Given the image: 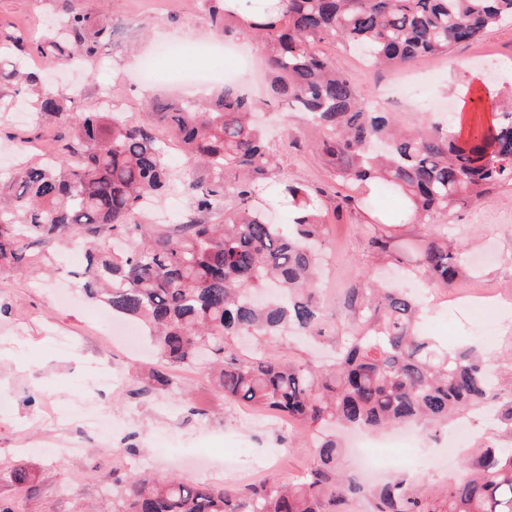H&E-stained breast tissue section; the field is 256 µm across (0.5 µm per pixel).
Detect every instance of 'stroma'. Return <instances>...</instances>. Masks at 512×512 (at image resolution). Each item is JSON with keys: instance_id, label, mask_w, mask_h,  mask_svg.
Instances as JSON below:
<instances>
[{"instance_id": "obj_1", "label": "stroma", "mask_w": 512, "mask_h": 512, "mask_svg": "<svg viewBox=\"0 0 512 512\" xmlns=\"http://www.w3.org/2000/svg\"><path fill=\"white\" fill-rule=\"evenodd\" d=\"M57 0H0V30H39L56 16ZM143 25L130 35H116L96 57L90 75L78 80L76 73L55 62L36 58L45 76L43 86L0 82V103L25 108L22 120L0 113V160L11 156L33 159L56 145L62 132L59 122L38 112L35 102L41 88L79 81L80 91L69 107L74 111L95 104L97 85H112L115 92L132 97L136 116L145 119V101L153 96H175L168 83L150 88L136 85L132 64L135 53L145 52L154 41L171 36L189 42L209 35L205 13L180 16L169 13L159 0H151ZM494 51L501 65L492 86L500 94L512 91V25L490 31L479 44L456 45L449 56L427 73L419 65L382 71H363L358 59L340 47L327 52L371 106L384 109L396 99V111L413 114L426 103L447 100L449 93L469 94L475 78L486 69L475 59L477 49ZM271 143L278 150L281 168L289 179L327 188L328 173L310 151L313 130L298 132L277 108L267 115ZM333 198L322 209L328 222L325 269L319 283L329 310L340 306L345 288L353 284L357 270H397L393 257L367 250L357 227L364 215H336ZM454 236L477 263L473 275L459 286L494 281L502 291L491 305L460 300L453 308L442 307L450 288L421 286L430 310L426 331L443 347L479 344L499 357L512 356V186L494 190L483 199L457 207L451 217ZM82 257L59 256L56 270L39 277L0 272V502L13 512H112V501L102 486L112 470L141 477L178 473L187 480L218 488L240 485L243 472L258 477L275 476L290 482L308 467L312 450L295 423H284L224 401L208 373L201 368L183 370L178 386L144 393L149 363L146 350L134 348L126 336L112 335L105 326L99 304L87 299L72 273ZM69 337L70 351L59 350L55 337ZM111 363L121 378L120 390L98 389L88 374L95 363ZM83 401L111 414V431H93L72 415L73 402ZM80 438L83 451L65 457L50 450V443ZM446 437L414 434L413 444L394 448V470L406 467L409 456L421 454L427 463L419 477L434 484L446 482L442 468L431 466L440 456ZM23 468L25 480L14 479V468Z\"/></svg>"}]
</instances>
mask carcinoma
<instances>
[{
  "mask_svg": "<svg viewBox=\"0 0 512 512\" xmlns=\"http://www.w3.org/2000/svg\"><path fill=\"white\" fill-rule=\"evenodd\" d=\"M207 0L218 34L234 24L268 52L271 98L289 118L318 130L311 142L339 185L373 181L400 197L394 213L334 191L335 211L365 204L367 248L399 254L412 273L452 287L465 269L448 225L432 220L496 187L512 184V104L492 105V125L460 139L451 124L375 112L350 77L323 53L339 45L370 66L439 62L460 43L480 40L512 21V0H280L247 20ZM58 26L38 34L0 31V79L34 85L24 55L34 50L65 63L95 55L112 36L62 0ZM67 97L46 90L41 113L59 117L69 136L56 158L0 168V272L44 263L73 239L87 244L75 278L83 292L119 318L140 321L167 374L152 370L149 386L169 388L178 372L207 367L224 400L277 413L311 431L313 462L286 485L267 477L253 487L216 488L178 476L112 475L103 487L112 512H512V361L490 359L471 345L443 350L424 335L427 314L406 288H383L368 273L347 290L343 311L330 312L317 288L324 224L318 200L326 190L281 178L259 107L224 86L205 109L153 99L148 120L128 124L94 105L69 112ZM164 126L182 144L185 166H171ZM275 183L297 217L273 224L254 204ZM177 191L189 210L167 230L142 224L145 207ZM237 199L231 210L226 199ZM413 206L431 232L406 239L399 220ZM290 332L308 342L334 341L332 360L285 358L269 347ZM489 410L493 440L468 449V475L436 490L398 474L370 489L345 467L332 430L448 428Z\"/></svg>",
  "mask_w": 512,
  "mask_h": 512,
  "instance_id": "carcinoma-1",
  "label": "carcinoma"
}]
</instances>
